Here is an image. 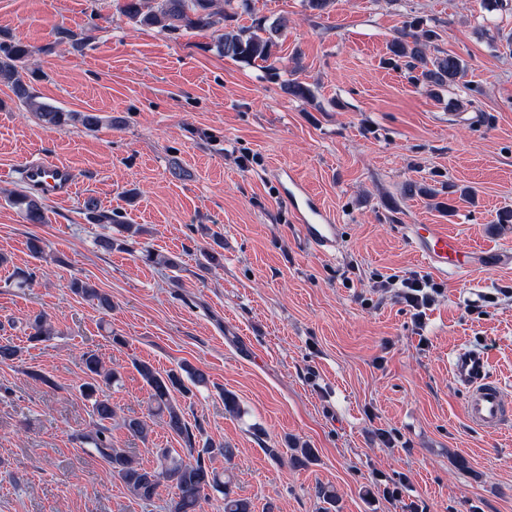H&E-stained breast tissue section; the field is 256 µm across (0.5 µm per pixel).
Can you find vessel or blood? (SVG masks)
Here are the masks:
<instances>
[{"label": "vessel or blood", "instance_id": "vessel-or-blood-1", "mask_svg": "<svg viewBox=\"0 0 512 512\" xmlns=\"http://www.w3.org/2000/svg\"><path fill=\"white\" fill-rule=\"evenodd\" d=\"M17 170L27 186L52 199H66L76 192L73 169L61 162L26 160ZM274 180L298 224L304 241L321 255L335 253L341 243L340 226L334 214L317 194L293 170L274 167ZM410 239L418 254L439 274L476 268L498 267L512 263L508 251H467L456 236L433 224L416 226ZM451 377L466 393L465 412L477 428L494 431L512 420V403L508 402L501 382L491 374L487 355L479 349H457L450 361Z\"/></svg>", "mask_w": 512, "mask_h": 512}]
</instances>
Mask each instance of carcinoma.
Wrapping results in <instances>:
<instances>
[{"label":"carcinoma","mask_w":512,"mask_h":512,"mask_svg":"<svg viewBox=\"0 0 512 512\" xmlns=\"http://www.w3.org/2000/svg\"><path fill=\"white\" fill-rule=\"evenodd\" d=\"M118 10L128 20L142 26H159L169 32L215 31L214 47L219 54L245 65H257L265 69L273 79L280 78L276 66L275 36L286 26L281 20L271 26L261 19H254L248 26L239 24L244 15L253 14L252 0H118ZM440 24L430 23L418 16L403 22L388 44L386 64L405 71L411 80L430 96L459 85L468 70L467 62L458 55L439 51L430 52L432 44L439 40ZM31 56L29 46L20 40L0 37V82L11 85L20 102L33 108L43 124L52 129L78 124L94 130L103 118L95 112H64L56 107L38 103L25 80L26 63ZM289 96L310 101L312 89L297 78L283 82ZM29 224L44 223V203L35 190L19 192L12 198ZM83 210L94 224H116L130 236L142 233V228L128 224L118 212L104 210L98 200L88 197L83 201ZM70 288L74 294L97 302L104 311L112 307L110 297L100 292L89 282L73 279ZM30 340L48 342L55 331L43 314L28 322ZM82 363L89 381L80 387L82 396L91 402L93 428L80 436L81 442L97 454L109 466L112 477L118 479L137 499L150 502L158 495V489L168 484L176 492L170 499L169 512H200L201 503L214 491L224 496V512H253L252 503L234 495L230 481L225 475L206 463L217 455L230 461L235 449L222 443L205 441L202 448L196 447V435L185 420L182 408L173 397L175 392H184L183 376L199 386L208 383L207 374L190 365L182 372H158L145 362L135 368L150 388V412L162 419L168 430L180 437L185 445V455L168 448L156 452V465L144 467L124 449L112 445V429L109 427L116 416L111 400L103 394V387L119 382L120 373L103 367L98 354L87 351L82 354ZM124 427L132 435L146 441L151 432L147 421L127 418Z\"/></svg>","instance_id":"obj_1"}]
</instances>
